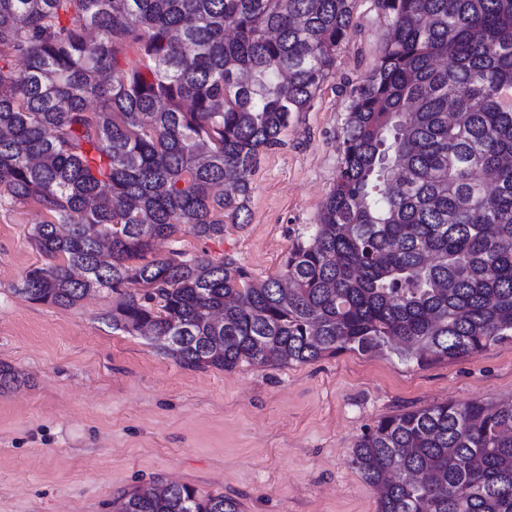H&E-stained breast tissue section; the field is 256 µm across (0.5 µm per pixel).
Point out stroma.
<instances>
[{"label": "stroma", "mask_w": 512, "mask_h": 512, "mask_svg": "<svg viewBox=\"0 0 512 512\" xmlns=\"http://www.w3.org/2000/svg\"><path fill=\"white\" fill-rule=\"evenodd\" d=\"M354 27L308 111L259 157L247 223L157 241L234 260L255 280L277 275L318 221L336 179L352 89L377 63L389 26L375 0H355ZM47 214L0 203V362L21 381L0 392V512H112L123 491L175 481L235 498L240 512H377L352 467L356 438L380 418L448 401L512 399V342L426 368L346 352L233 371L179 365L107 320L115 294L76 305L31 301L26 271L44 265L31 240Z\"/></svg>", "instance_id": "1"}]
</instances>
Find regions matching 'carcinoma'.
Instances as JSON below:
<instances>
[{
    "mask_svg": "<svg viewBox=\"0 0 512 512\" xmlns=\"http://www.w3.org/2000/svg\"><path fill=\"white\" fill-rule=\"evenodd\" d=\"M376 3L391 34L352 91L333 189L257 282L153 242L248 212L261 152L311 106L353 0H0V199L50 215L32 234L49 263L21 292L69 307L107 289L113 330L194 369L346 351L424 367L512 341V0ZM17 383L0 363V391ZM351 464L378 512H512V402L383 417ZM112 512L239 508L177 483Z\"/></svg>",
    "mask_w": 512,
    "mask_h": 512,
    "instance_id": "obj_1",
    "label": "carcinoma"
}]
</instances>
